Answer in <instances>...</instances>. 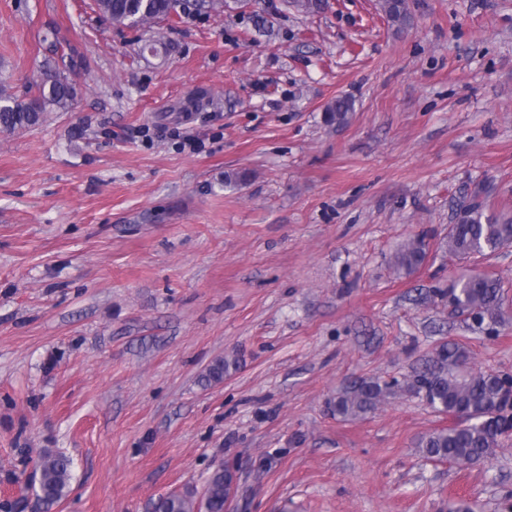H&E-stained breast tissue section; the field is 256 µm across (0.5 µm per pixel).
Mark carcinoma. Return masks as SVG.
<instances>
[{
	"label": "carcinoma",
	"instance_id": "obj_1",
	"mask_svg": "<svg viewBox=\"0 0 512 512\" xmlns=\"http://www.w3.org/2000/svg\"><path fill=\"white\" fill-rule=\"evenodd\" d=\"M99 14L115 25L137 29L163 20L172 14L221 12L235 5L245 7V0H95ZM382 10L389 22L402 26L409 22L407 0H382ZM54 52L61 67L45 74L36 90L21 98L0 90V130L15 132L35 128L46 122L51 108H72L76 90L66 72L77 63L75 48L66 41L55 40ZM353 101L347 96L331 100L325 109V123L342 127L349 121ZM512 244V219L502 220L490 210L487 194L477 190L462 209L457 222L448 227V252L460 259L490 257ZM428 243L421 233L403 242L394 256L395 270L414 274L426 261ZM449 299L455 312L478 324L493 327L505 321V310L498 279L485 273L462 275L439 292ZM468 352L457 344L441 346L435 365L424 368L412 381H382L360 378L343 388L330 402L331 412L342 419L366 416L400 391L421 394L435 410L448 415V425L422 436L417 442L421 456L430 461L459 466L477 465L489 460L499 437L512 429V416L504 414L508 403L503 390V375L473 371L468 367ZM229 362L214 360L203 381L219 383ZM73 460L65 454L45 449L33 464L27 489L34 496L38 512H55L70 492ZM230 477L224 466H216L199 491L186 486L182 491L158 498L152 512H225Z\"/></svg>",
	"mask_w": 512,
	"mask_h": 512
}]
</instances>
